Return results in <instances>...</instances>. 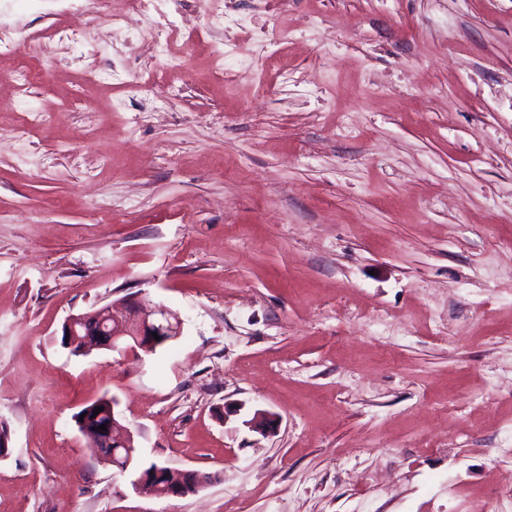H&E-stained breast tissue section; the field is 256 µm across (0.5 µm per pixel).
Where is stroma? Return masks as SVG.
<instances>
[{
  "mask_svg": "<svg viewBox=\"0 0 512 512\" xmlns=\"http://www.w3.org/2000/svg\"><path fill=\"white\" fill-rule=\"evenodd\" d=\"M126 9L0 0L33 76L0 89V512H477L512 470V0ZM125 298L181 336L62 346ZM102 396L204 486L92 456Z\"/></svg>",
  "mask_w": 512,
  "mask_h": 512,
  "instance_id": "1",
  "label": "stroma"
}]
</instances>
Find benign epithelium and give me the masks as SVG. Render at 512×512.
<instances>
[{
	"label": "benign epithelium",
	"mask_w": 512,
	"mask_h": 512,
	"mask_svg": "<svg viewBox=\"0 0 512 512\" xmlns=\"http://www.w3.org/2000/svg\"><path fill=\"white\" fill-rule=\"evenodd\" d=\"M65 336L85 337L88 346L100 350H141L149 354L158 346L177 339L182 334V320L164 305L144 301H129L102 306L90 312L69 317L62 326ZM158 338H153V335ZM253 428L263 435L274 432L277 415L258 411L252 419ZM94 438L105 448L116 450L132 445L133 435L109 417L106 429L95 430ZM155 476L139 474L132 485L159 496H185L197 492L207 477L193 470H179L162 465Z\"/></svg>",
	"instance_id": "obj_1"
}]
</instances>
